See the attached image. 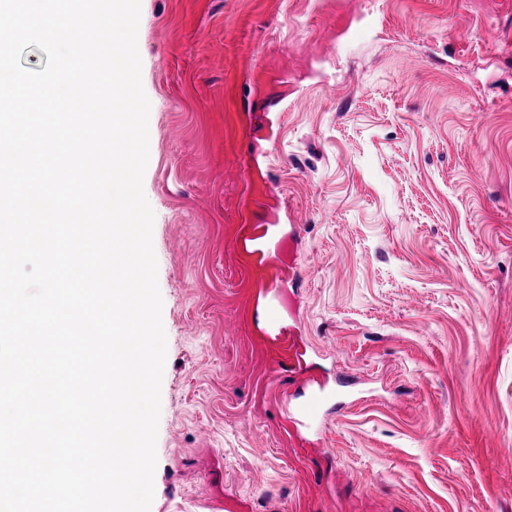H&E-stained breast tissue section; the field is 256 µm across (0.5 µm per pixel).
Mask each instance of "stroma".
Here are the masks:
<instances>
[{
    "instance_id": "1",
    "label": "stroma",
    "mask_w": 512,
    "mask_h": 512,
    "mask_svg": "<svg viewBox=\"0 0 512 512\" xmlns=\"http://www.w3.org/2000/svg\"><path fill=\"white\" fill-rule=\"evenodd\" d=\"M137 45L150 512H512V0H141Z\"/></svg>"
}]
</instances>
